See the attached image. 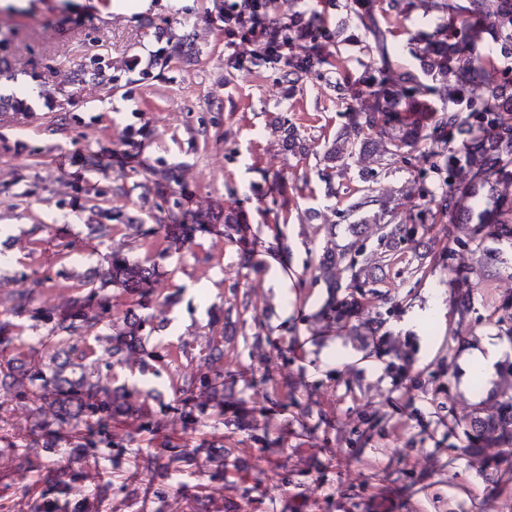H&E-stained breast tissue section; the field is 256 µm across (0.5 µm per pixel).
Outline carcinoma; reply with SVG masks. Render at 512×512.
Returning a JSON list of instances; mask_svg holds the SVG:
<instances>
[{
	"instance_id": "obj_1",
	"label": "carcinoma",
	"mask_w": 512,
	"mask_h": 512,
	"mask_svg": "<svg viewBox=\"0 0 512 512\" xmlns=\"http://www.w3.org/2000/svg\"><path fill=\"white\" fill-rule=\"evenodd\" d=\"M224 26L247 29L262 42L266 58L278 61L288 57V69L282 78L296 85L312 72L317 63L338 73L344 69L341 50L331 52L329 45H338L339 32L331 29L326 17L302 6V0H288V14L273 8L270 0H225L222 4ZM344 9L353 13L363 31L366 52L379 63L370 65L372 74L363 80L364 103L350 105L352 124L343 137L333 141L324 152L318 176L328 195H336V168L345 156H356L362 162L383 165L389 158L422 164L420 176L430 181L431 188H421V197L429 202L408 212L392 195L377 194L372 187L349 205L348 212L361 214L350 225L346 239L336 242V225L331 224L315 268L314 282L329 290L323 312L330 323L343 316L345 304H336V289L341 287L340 275L347 279L351 302L357 297L371 296L379 306L394 305L390 294L374 288L383 282L384 269L390 267L398 254L412 252L421 270L429 253L426 249L428 225L441 224L448 240L464 243L482 265L512 263V118L500 109L512 107V0H345ZM421 9L447 15L443 23L430 32H419L412 41L419 45L421 73L405 65L390 63L388 30L382 20L389 14L409 17ZM192 34L180 27H168L155 33L156 46L147 67L137 72L138 79L148 80L171 68L172 61L188 52ZM492 41L499 56L485 58L475 55L477 44ZM306 45L320 53L313 62L299 57L295 50ZM107 58L99 56L82 66L75 74L79 83L112 84L120 87L121 78L109 74ZM492 71L496 85L489 94H473L458 100L460 89L478 81L481 74ZM443 94L450 106L437 109L432 96ZM277 132L287 150L305 157L313 152L289 119L278 121ZM462 138V149H445L442 144L455 137ZM145 137L144 129L127 136L130 150L125 152L128 170L119 178L133 180L151 171L140 160L135 149ZM152 214L155 223L135 225L137 235L148 241L164 234L172 244H183L192 231L209 232L212 225L164 224L162 214L183 206L176 167L157 172ZM101 221L92 225L99 237L112 232V221H121V214L92 205ZM497 243L487 249L484 243ZM456 275L453 289L459 322L474 310L473 289L469 286V269L451 266ZM163 273L149 260L131 263L118 251L106 263L94 269L91 276L79 280L82 294L72 306L43 321V335L38 343L46 350V361L24 368L21 348L25 339L15 337L14 352L0 349V441L9 435L13 402L32 406L29 437L23 439L18 456L25 459L51 458L59 452L46 441L42 431L57 426L68 431L76 448H91L97 455L111 453L112 421L121 416L133 417L140 426L155 435V445L143 451L131 450L138 471L153 476L171 470L194 475L208 466L212 475L224 473V456L230 451L224 444L202 442L193 449L173 444L165 417L173 412L185 423H202L217 415L224 416V373L215 365L224 361V337L208 338L207 353L201 354L193 341L177 347L173 361L186 366L204 361L209 371H185L171 382L181 406L166 402L165 394L152 386L143 390L138 385L112 386V375L102 374L100 357L112 369L129 362L140 353L139 371L146 381L160 375L153 364L154 351L147 349L153 335L164 330L155 318L138 314L154 296ZM117 289L129 300L123 316V329L116 336L101 333L104 314L112 312V295L107 288ZM32 291L16 293L11 304L0 308V330L9 325L7 317L27 311ZM491 320L502 335L512 343V297L499 301ZM469 448H512V395L501 405L494 420L470 417L462 430ZM173 488L160 485L145 493L141 512H167ZM28 512H81L73 496L71 484L57 477L49 489L30 497Z\"/></svg>"
}]
</instances>
